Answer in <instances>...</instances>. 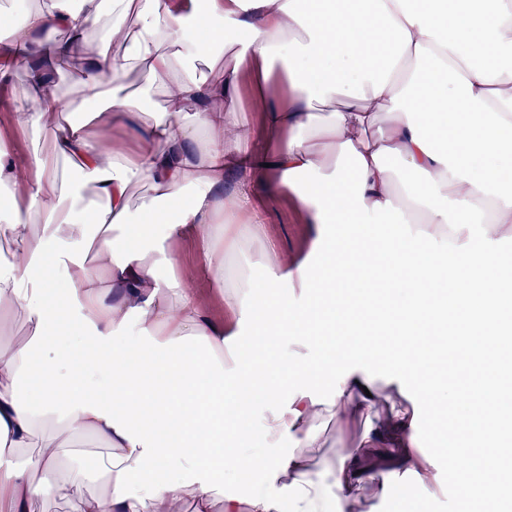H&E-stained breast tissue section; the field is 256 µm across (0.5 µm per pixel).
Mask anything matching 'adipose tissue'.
I'll list each match as a JSON object with an SVG mask.
<instances>
[{
  "instance_id": "ef3b65f1",
  "label": "adipose tissue",
  "mask_w": 512,
  "mask_h": 512,
  "mask_svg": "<svg viewBox=\"0 0 512 512\" xmlns=\"http://www.w3.org/2000/svg\"><path fill=\"white\" fill-rule=\"evenodd\" d=\"M22 13L0 79L29 66L15 123L49 133L77 177L0 150V185L28 200L0 214L16 243L0 311L25 314L36 336L0 352V447L38 449L0 468V512H39L65 490L80 512H181L187 495L194 512L219 496L223 512H375L399 475L413 500L443 466L467 512L499 505L512 442V256L499 250L512 241V0H23ZM78 41L94 118L133 129L140 152L61 124L71 102L46 62ZM228 52L286 68L287 98L257 101L254 152L231 118L238 71L217 68ZM133 62L162 96L145 124L120 82ZM142 180L152 200L131 207ZM262 189L293 193L311 253L267 245L257 281L233 264L261 234ZM174 236L198 246L223 320L199 288L160 278L146 248ZM48 257L65 296L40 274ZM61 324L79 332L85 370L55 349ZM132 326L137 341L118 343ZM36 350L46 379L34 396L18 385ZM259 405V428L285 446L261 464L247 449ZM328 419L366 430L321 467ZM85 436L110 451L100 493L62 459ZM230 472L247 493L220 495Z\"/></svg>"
}]
</instances>
